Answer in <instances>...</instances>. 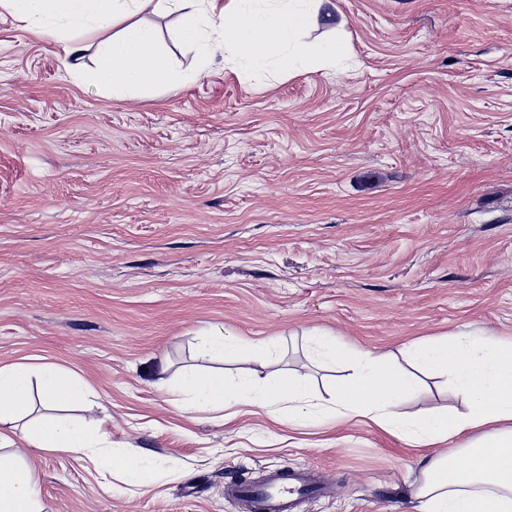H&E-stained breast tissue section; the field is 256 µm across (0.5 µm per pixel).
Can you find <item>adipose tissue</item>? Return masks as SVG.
Instances as JSON below:
<instances>
[{
    "mask_svg": "<svg viewBox=\"0 0 512 512\" xmlns=\"http://www.w3.org/2000/svg\"><path fill=\"white\" fill-rule=\"evenodd\" d=\"M150 1L158 11L178 14V42L204 61L242 62L256 73L274 61L309 71L327 68L348 50L338 35L319 44L302 39L327 15L331 0H273L265 9L247 8L246 0H0V8L60 44L83 84L146 95L163 85L178 88L187 78L160 48L156 30L136 19ZM308 340L313 358L346 370L329 398L316 400L306 379L287 372L264 383L243 378L229 384L223 375L187 369L176 385L195 407L257 406L291 422L358 413L416 444L464 437L458 451L426 461L413 491L418 512H512V341L486 343L457 333L414 344L405 352L411 365L406 372L383 355H354L315 333ZM198 347L210 357L242 352L264 359L275 352L276 341L205 334ZM423 369L446 377L462 396V409L402 412L415 373ZM36 388L47 408L37 417L31 414ZM87 391L75 374L44 358L0 366V512H43L38 475L26 460L32 448L118 473L131 489L156 482L147 456L111 453L102 426L65 415L66 407L85 401Z\"/></svg>",
    "mask_w": 512,
    "mask_h": 512,
    "instance_id": "1",
    "label": "adipose tissue"
}]
</instances>
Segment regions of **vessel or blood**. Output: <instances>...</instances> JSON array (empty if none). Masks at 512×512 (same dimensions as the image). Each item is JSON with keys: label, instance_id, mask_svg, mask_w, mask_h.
<instances>
[{"label": "vessel or blood", "instance_id": "vessel-or-blood-1", "mask_svg": "<svg viewBox=\"0 0 512 512\" xmlns=\"http://www.w3.org/2000/svg\"><path fill=\"white\" fill-rule=\"evenodd\" d=\"M236 494L254 506L256 512H293L295 499L325 497V487L315 481L310 473L302 471L279 472L264 483H239Z\"/></svg>", "mask_w": 512, "mask_h": 512}]
</instances>
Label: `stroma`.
<instances>
[{
  "instance_id": "35a3bbf8",
  "label": "stroma",
  "mask_w": 512,
  "mask_h": 512,
  "mask_svg": "<svg viewBox=\"0 0 512 512\" xmlns=\"http://www.w3.org/2000/svg\"><path fill=\"white\" fill-rule=\"evenodd\" d=\"M350 54L263 77L216 60L125 99L0 9V366L42 356L95 394L113 450L161 477L137 493L31 451L44 512H246L229 487L315 471L297 512H415L428 446L360 415L291 425L258 407L179 409L190 366L227 379L333 369L305 334L387 356L468 332L512 340V0H333ZM273 357L213 362L200 333ZM423 376L403 412L459 409Z\"/></svg>"
}]
</instances>
